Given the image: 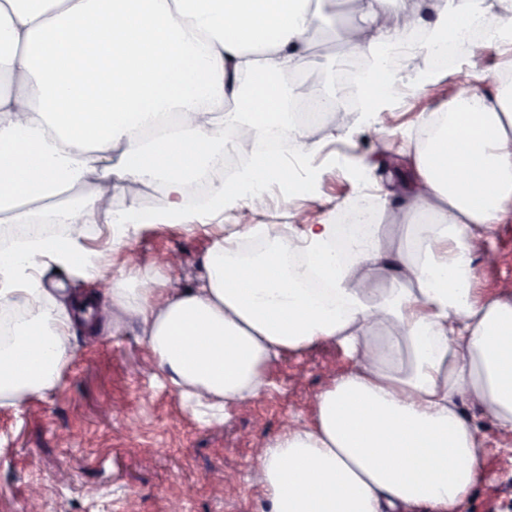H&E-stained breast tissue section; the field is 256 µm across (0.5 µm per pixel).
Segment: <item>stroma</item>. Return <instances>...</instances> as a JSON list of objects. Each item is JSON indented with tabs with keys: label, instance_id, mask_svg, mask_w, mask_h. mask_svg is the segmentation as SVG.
Returning <instances> with one entry per match:
<instances>
[{
	"label": "stroma",
	"instance_id": "obj_1",
	"mask_svg": "<svg viewBox=\"0 0 512 512\" xmlns=\"http://www.w3.org/2000/svg\"><path fill=\"white\" fill-rule=\"evenodd\" d=\"M353 22L343 0H335L310 40L316 66L293 72L292 80L326 77L344 63L349 51L340 33ZM398 60L399 89L386 104L385 128L362 114V90L349 93L343 111L314 128L299 148L308 193L285 185L269 192L251 213L252 223L280 225L294 243L307 225L335 216L360 191L387 207L401 205L423 114L466 92L473 77L463 55L452 71L417 91L415 80L430 67L427 49ZM238 216L228 208L205 227L144 224L131 229L125 247L113 244L110 224L96 220L82 240L96 261V279L52 271L46 281L65 282L77 292L111 283L132 251L148 272L191 284L210 241L234 232ZM172 254L177 264L165 266ZM474 276L478 296L512 290V217L480 245ZM349 366L337 345L288 353L267 365L260 397L227 406L223 419L205 422L154 365L135 324L80 334L52 391L19 408L0 406V512H28L34 488L41 492L38 512H263L256 481L261 449L308 421L317 394ZM457 410L482 444L479 477L462 512H512V433H503L470 400H459Z\"/></svg>",
	"mask_w": 512,
	"mask_h": 512
}]
</instances>
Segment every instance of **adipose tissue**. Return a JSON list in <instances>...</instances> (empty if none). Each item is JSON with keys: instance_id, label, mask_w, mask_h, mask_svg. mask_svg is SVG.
I'll list each match as a JSON object with an SVG mask.
<instances>
[{"instance_id": "obj_1", "label": "adipose tissue", "mask_w": 512, "mask_h": 512, "mask_svg": "<svg viewBox=\"0 0 512 512\" xmlns=\"http://www.w3.org/2000/svg\"><path fill=\"white\" fill-rule=\"evenodd\" d=\"M327 2L0 0V223L64 227L0 245V312L17 313L0 319V402L18 407L56 386L77 324L134 322L180 393L218 410L258 397L281 355L338 344L353 365L317 395L313 423L261 451L267 512H461L480 449L458 399L512 431V293L478 297L472 278L477 245L512 215L511 83L490 92L475 73L468 92L424 116L406 199L387 216L431 213L426 237L356 251L353 224L309 225L294 244L277 225L245 224L212 241L190 288L131 260L106 293L60 300L42 279L53 265L94 273L80 239L91 215L113 216L114 185L134 200L157 183L169 199L117 225L196 224L188 201L230 148L248 162L234 183H215L212 210L261 206L254 190L277 161L267 124L287 129L289 99L319 94L307 82L285 93L274 79L310 65L307 35ZM405 2L344 0L357 19L345 43L375 63L361 80L375 116L391 94L377 79L391 47L427 46L421 83L453 70L458 26L479 0H450L426 30L412 14L394 23ZM243 113L256 145L236 133ZM379 275L382 292L371 287Z\"/></svg>"}]
</instances>
